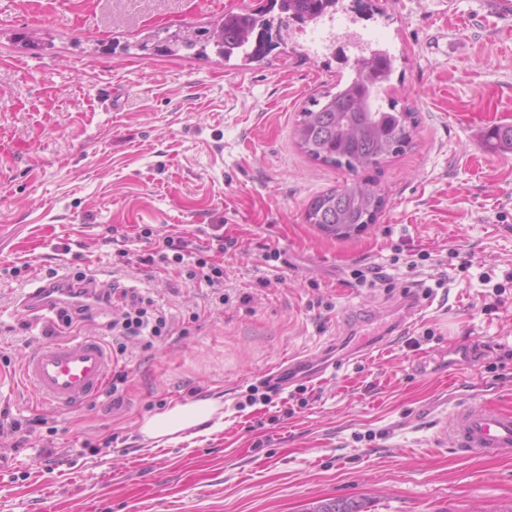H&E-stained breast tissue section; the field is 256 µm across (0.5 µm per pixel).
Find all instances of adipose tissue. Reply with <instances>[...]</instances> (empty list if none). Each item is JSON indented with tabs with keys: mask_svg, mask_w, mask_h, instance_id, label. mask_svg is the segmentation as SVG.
<instances>
[{
	"mask_svg": "<svg viewBox=\"0 0 512 512\" xmlns=\"http://www.w3.org/2000/svg\"><path fill=\"white\" fill-rule=\"evenodd\" d=\"M223 404L215 398L177 402L163 412L145 418L139 427L144 441H175L181 432L222 417Z\"/></svg>",
	"mask_w": 512,
	"mask_h": 512,
	"instance_id": "1",
	"label": "adipose tissue"
}]
</instances>
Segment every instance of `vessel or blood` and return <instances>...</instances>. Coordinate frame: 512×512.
Wrapping results in <instances>:
<instances>
[{"label":"vessel or blood","instance_id":"1","mask_svg":"<svg viewBox=\"0 0 512 512\" xmlns=\"http://www.w3.org/2000/svg\"><path fill=\"white\" fill-rule=\"evenodd\" d=\"M99 293L85 283L62 276L37 286L22 302L29 312L62 308L86 309L98 302ZM114 357L97 337L77 335L39 345L21 362L17 374L0 372V390L22 382L31 386L47 405L71 410L103 394L112 373ZM328 363L308 358L289 359L266 375L269 386L281 391L297 382L323 375ZM444 432L464 453L495 455L512 449V411L485 403H468L452 414Z\"/></svg>","mask_w":512,"mask_h":512}]
</instances>
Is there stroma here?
<instances>
[{
  "label": "stroma",
  "mask_w": 512,
  "mask_h": 512,
  "mask_svg": "<svg viewBox=\"0 0 512 512\" xmlns=\"http://www.w3.org/2000/svg\"><path fill=\"white\" fill-rule=\"evenodd\" d=\"M265 4L0 0V367L56 338V313L20 306L50 274L135 289L173 326L148 349L127 339L121 391L79 411L15 388L0 405V512L512 506V452L463 456L441 434L467 400L512 410V153L483 139L512 124V32L480 0H341L394 60L383 101L418 127L404 153L362 173L386 194L376 223L336 240L305 211L350 174L307 157L294 129L311 96L352 77L350 61L299 51L296 23L254 59L156 49L171 25ZM216 233L236 240L225 302L138 260L166 236L204 246ZM371 268L389 282L354 279ZM419 283L432 290L424 316L360 352ZM321 351L337 360L326 379L250 404L276 364ZM207 398L224 401L219 425L144 443V417ZM363 505L357 501L320 500L310 504L303 512H361Z\"/></svg>",
  "instance_id": "1"
}]
</instances>
